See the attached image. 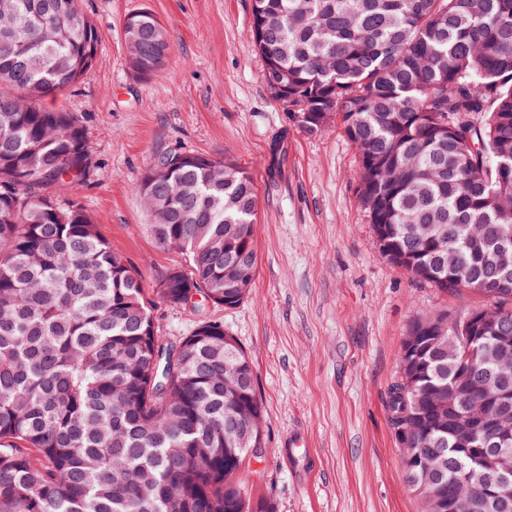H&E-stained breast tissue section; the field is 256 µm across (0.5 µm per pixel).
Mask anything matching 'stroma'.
<instances>
[{
	"instance_id": "stroma-1",
	"label": "stroma",
	"mask_w": 512,
	"mask_h": 512,
	"mask_svg": "<svg viewBox=\"0 0 512 512\" xmlns=\"http://www.w3.org/2000/svg\"><path fill=\"white\" fill-rule=\"evenodd\" d=\"M253 0H82L100 50L79 83L46 98L78 116L94 167L62 202L80 203L138 271L159 335L194 318L156 299L184 266L157 245L135 186L157 155L236 159L258 188L253 288L207 306L249 354L266 410L264 445L242 478L276 512H420L388 411L412 319L463 314L480 294L446 293L381 258L357 192L359 155L342 129L307 135L268 94L250 35ZM151 9L172 51L163 77L129 68L123 21Z\"/></svg>"
}]
</instances>
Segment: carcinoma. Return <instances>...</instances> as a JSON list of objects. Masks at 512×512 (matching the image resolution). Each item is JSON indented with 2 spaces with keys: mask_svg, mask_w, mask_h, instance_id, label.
<instances>
[{
  "mask_svg": "<svg viewBox=\"0 0 512 512\" xmlns=\"http://www.w3.org/2000/svg\"><path fill=\"white\" fill-rule=\"evenodd\" d=\"M136 52L157 53V15L123 28ZM251 39L263 81L309 134L340 125L361 166L359 197L384 226L381 256L444 292L486 280L492 237L512 231V0H253ZM100 37L79 0H0V512H275L241 479L247 449L225 435L234 414L265 415L248 354L195 304H239L224 246L257 267L258 190L234 159L160 154L138 182L154 207L148 231L187 268L158 282L163 303L197 317L164 340L138 272L114 254L83 206L59 193L87 178L92 158L71 112L41 100L78 82ZM444 227L432 244L422 226ZM456 250L452 271L436 268ZM488 298L512 311V280ZM447 347L410 385L399 375L388 408L396 434L445 450L429 472L404 462L423 512L427 492L478 494L459 481L460 446L427 417L428 392L455 377Z\"/></svg>",
  "mask_w": 512,
  "mask_h": 512,
  "instance_id": "carcinoma-1",
  "label": "carcinoma"
}]
</instances>
